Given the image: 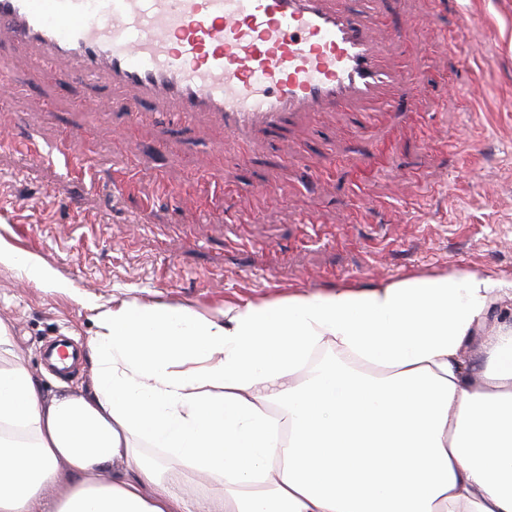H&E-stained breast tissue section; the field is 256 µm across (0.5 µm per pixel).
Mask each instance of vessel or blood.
Returning <instances> with one entry per match:
<instances>
[{
  "label": "vessel or blood",
  "mask_w": 512,
  "mask_h": 512,
  "mask_svg": "<svg viewBox=\"0 0 512 512\" xmlns=\"http://www.w3.org/2000/svg\"><path fill=\"white\" fill-rule=\"evenodd\" d=\"M0 31L29 53L31 80L49 68L64 83L106 80L133 120L155 112L181 127L213 112L243 148L254 131L303 113L382 96L399 106L411 81L381 51L428 41L413 23L366 19L349 0H0ZM51 156L91 166L68 131Z\"/></svg>",
  "instance_id": "b4317fda"
}]
</instances>
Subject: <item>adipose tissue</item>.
<instances>
[{
  "instance_id": "obj_1",
  "label": "adipose tissue",
  "mask_w": 512,
  "mask_h": 512,
  "mask_svg": "<svg viewBox=\"0 0 512 512\" xmlns=\"http://www.w3.org/2000/svg\"><path fill=\"white\" fill-rule=\"evenodd\" d=\"M0 264L70 289L3 244ZM507 300L512 281L458 271L247 303L220 321L123 303L87 342L90 394L48 405L5 361L0 321V512H36L56 485L50 512H512ZM475 338L479 383L458 358ZM117 457L131 477L95 480ZM182 463L215 495L179 492Z\"/></svg>"
}]
</instances>
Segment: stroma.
Masks as SVG:
<instances>
[{
	"mask_svg": "<svg viewBox=\"0 0 512 512\" xmlns=\"http://www.w3.org/2000/svg\"><path fill=\"white\" fill-rule=\"evenodd\" d=\"M397 11L432 32L462 17L472 27L467 61L445 46L387 50L425 82L414 107L433 113L432 127L390 111L367 129L360 106L300 115L244 150L210 113L173 127L153 113L132 125L117 107L80 111L76 101L111 99V86L65 88L51 73L31 81L28 57L0 33L16 86L0 134L48 146L61 129L77 131L95 165L87 183L0 148V237L75 288L52 292L0 266V320L44 402L88 392L92 371L86 362L55 376L48 342L86 348L98 313L121 303L220 320L229 305L442 271L512 280V0H397ZM156 142L166 161L149 153ZM294 156L338 164L309 185ZM163 185L190 186L197 204L159 196Z\"/></svg>",
	"mask_w": 512,
	"mask_h": 512,
	"instance_id": "obj_1",
	"label": "stroma"
}]
</instances>
